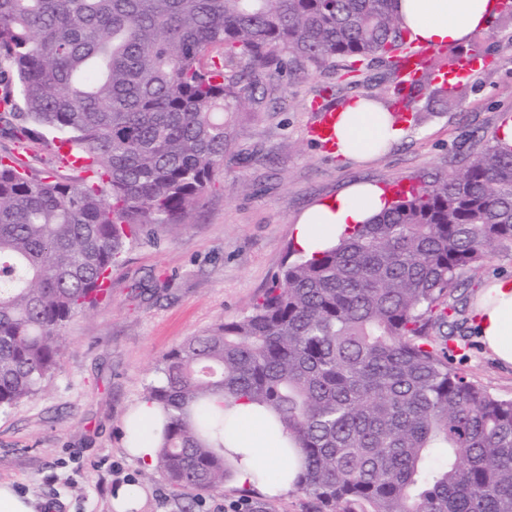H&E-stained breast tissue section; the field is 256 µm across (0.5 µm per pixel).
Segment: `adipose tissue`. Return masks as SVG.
Instances as JSON below:
<instances>
[{
  "mask_svg": "<svg viewBox=\"0 0 512 512\" xmlns=\"http://www.w3.org/2000/svg\"><path fill=\"white\" fill-rule=\"evenodd\" d=\"M501 8L500 0H395L409 40L429 45L465 43L473 32L487 29ZM336 136V157L359 161L373 154L378 140L395 142L403 132L364 98L355 97L336 114ZM390 198L383 187L354 184L315 204L296 224L297 248L310 256L336 243L354 225L367 223L386 209ZM474 309L485 348L501 365L512 367V278H497L479 292ZM224 413L236 420L224 439L234 486H251L274 496L292 490L301 461L297 452L279 453L278 446L287 442V434H271L266 411L254 404L233 403ZM162 421L163 414L154 402L143 399L135 404L124 423L125 452L131 459L156 465Z\"/></svg>",
  "mask_w": 512,
  "mask_h": 512,
  "instance_id": "adipose-tissue-1",
  "label": "adipose tissue"
}]
</instances>
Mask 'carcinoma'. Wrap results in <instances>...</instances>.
Wrapping results in <instances>:
<instances>
[{
	"instance_id": "carcinoma-1",
	"label": "carcinoma",
	"mask_w": 512,
	"mask_h": 512,
	"mask_svg": "<svg viewBox=\"0 0 512 512\" xmlns=\"http://www.w3.org/2000/svg\"><path fill=\"white\" fill-rule=\"evenodd\" d=\"M392 0H0V135L90 160L94 176L0 155V410L61 366L62 330L107 297L136 240L186 223L224 165L226 112L265 70L381 60L406 44ZM460 80L435 89L444 100ZM512 249V148L396 193L285 263L244 316L163 355L158 470L224 485V400L270 410L321 512H512V398L435 344L461 275Z\"/></svg>"
}]
</instances>
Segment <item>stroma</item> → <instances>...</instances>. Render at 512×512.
<instances>
[{
    "instance_id": "35a3bbf8",
    "label": "stroma",
    "mask_w": 512,
    "mask_h": 512,
    "mask_svg": "<svg viewBox=\"0 0 512 512\" xmlns=\"http://www.w3.org/2000/svg\"><path fill=\"white\" fill-rule=\"evenodd\" d=\"M488 29L466 44L440 47L444 71L456 55L480 53L484 69L464 81L451 103L434 97L437 78L409 89L404 137L363 162L344 161L310 140L317 108L344 106L364 94L392 97L394 70L376 61L358 74L305 66L265 77L227 129L224 165L186 224L130 248L113 266L110 294L65 326L62 367L32 399L0 411V480L33 498L37 512H112L116 486L147 492L142 512H316L293 490L243 500L224 484L185 493L124 451V418L155 383L162 355L223 319L250 311L288 258L298 217L360 181L391 188L430 180L458 167L494 140L512 118V0ZM512 277V251L498 250L465 272L454 354L469 378L512 397V369L501 366L471 326V305L490 281Z\"/></svg>"
}]
</instances>
